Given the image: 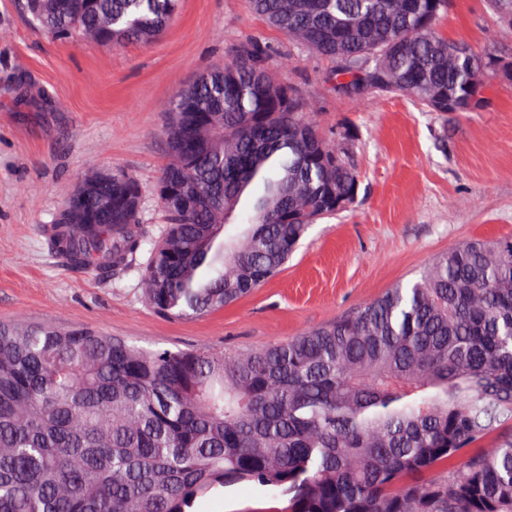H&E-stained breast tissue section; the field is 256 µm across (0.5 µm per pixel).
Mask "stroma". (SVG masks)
Returning a JSON list of instances; mask_svg holds the SVG:
<instances>
[{"instance_id":"1","label":"stroma","mask_w":512,"mask_h":512,"mask_svg":"<svg viewBox=\"0 0 512 512\" xmlns=\"http://www.w3.org/2000/svg\"><path fill=\"white\" fill-rule=\"evenodd\" d=\"M488 0H448L445 37L512 66V41ZM257 40L268 66L310 100L328 139L352 133L355 203L313 224L286 266L222 309L172 318L150 308L143 275L166 230L155 186L168 161V101L196 76ZM335 64L297 45L246 0H180L164 34L118 49L60 40L0 0V322L55 320L146 347L257 346L348 314L472 239L512 237V82L485 84L476 109L426 111L398 95L350 97ZM132 175L143 192L144 241L131 270L102 279L67 270L43 226L95 172ZM275 490L241 484L196 512H269Z\"/></svg>"}]
</instances>
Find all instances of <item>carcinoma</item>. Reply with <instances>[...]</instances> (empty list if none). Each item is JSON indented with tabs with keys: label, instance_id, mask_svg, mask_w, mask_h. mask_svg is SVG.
I'll return each mask as SVG.
<instances>
[{
	"label": "carcinoma",
	"instance_id": "carcinoma-1",
	"mask_svg": "<svg viewBox=\"0 0 512 512\" xmlns=\"http://www.w3.org/2000/svg\"><path fill=\"white\" fill-rule=\"evenodd\" d=\"M335 62L345 94L475 109L499 70L434 25L448 0H247ZM178 0H24L53 37L119 48L164 32ZM251 41L170 99L156 195L168 230L146 269L158 313L252 293L317 220L348 209L351 136L325 139L306 99ZM142 194L84 181L50 247L103 278L142 244ZM230 224L244 229L225 235ZM241 483L273 512H512V238L473 240L348 315L257 347L155 349L50 319L0 323V512H195Z\"/></svg>",
	"mask_w": 512,
	"mask_h": 512
}]
</instances>
